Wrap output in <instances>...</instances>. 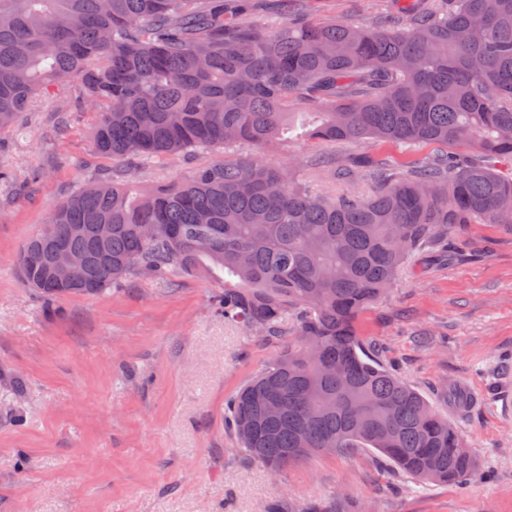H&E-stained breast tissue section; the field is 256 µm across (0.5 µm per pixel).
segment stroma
I'll return each mask as SVG.
<instances>
[{"label":"stroma","instance_id":"1","mask_svg":"<svg viewBox=\"0 0 512 512\" xmlns=\"http://www.w3.org/2000/svg\"><path fill=\"white\" fill-rule=\"evenodd\" d=\"M384 5L315 0L310 18L359 25ZM83 94L75 79L49 86L0 132V512H265L277 496L328 512H347L354 500L366 512H512V232L469 224L447 253L418 252L356 321L370 354L457 428L479 475L463 486L423 483L368 448L315 454L275 475L239 448L224 402L278 343L217 314L216 282L134 278L95 296H63L49 317L19 277V250L43 231L48 211L122 168L96 151L92 108L59 129L61 105ZM366 150L392 161L439 152L318 146L296 134L239 152L289 165L296 181L331 192L335 182L313 158ZM219 156L144 158L134 176L148 191ZM460 391L469 407L454 401Z\"/></svg>","mask_w":512,"mask_h":512}]
</instances>
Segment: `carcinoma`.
I'll return each instance as SVG.
<instances>
[{
    "label": "carcinoma",
    "mask_w": 512,
    "mask_h": 512,
    "mask_svg": "<svg viewBox=\"0 0 512 512\" xmlns=\"http://www.w3.org/2000/svg\"><path fill=\"white\" fill-rule=\"evenodd\" d=\"M248 2L0 0V131L38 92L77 79L99 107L95 148L114 161L263 148L294 106L314 111L304 136L315 144L470 151L405 168L372 153L327 161L345 184L372 176L369 196H324L241 155L146 195L130 179L97 182L48 212L17 272L48 311L83 293L51 279L50 237L85 256L95 295L141 275L219 281L216 311L280 343L225 404L250 459L280 470L323 448H372L420 481L461 484L476 457L452 452L460 433L366 353L354 319L410 256L462 226L512 232V173L495 168L512 161V0H391L360 27L308 20L310 0H277L271 23ZM143 224L158 225L154 239ZM268 512L327 510L279 497Z\"/></svg>",
    "instance_id": "carcinoma-1"
}]
</instances>
